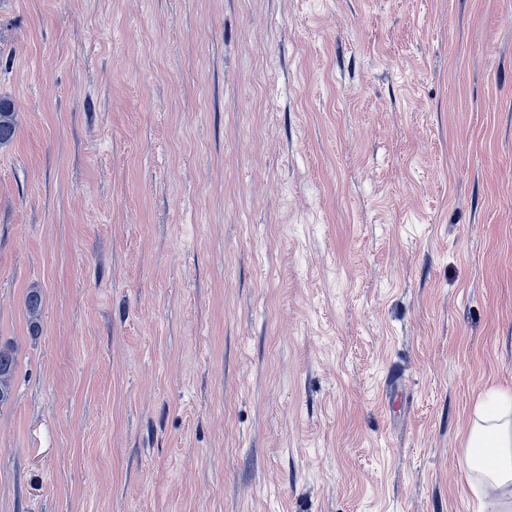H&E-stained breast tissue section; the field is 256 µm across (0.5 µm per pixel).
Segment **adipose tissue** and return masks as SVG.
Wrapping results in <instances>:
<instances>
[{"label":"adipose tissue","instance_id":"ef3b65f1","mask_svg":"<svg viewBox=\"0 0 512 512\" xmlns=\"http://www.w3.org/2000/svg\"><path fill=\"white\" fill-rule=\"evenodd\" d=\"M461 455L471 482L512 500V405L479 412Z\"/></svg>","mask_w":512,"mask_h":512}]
</instances>
